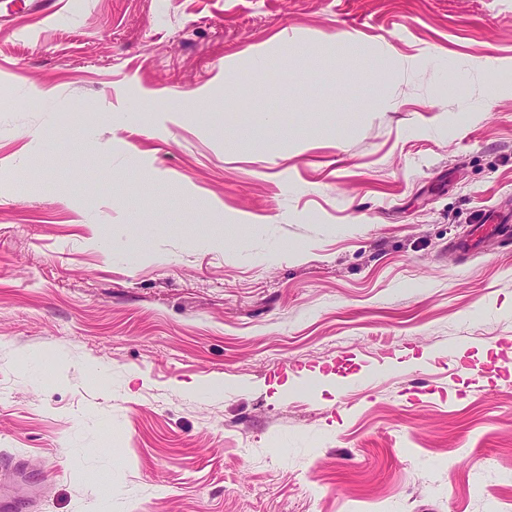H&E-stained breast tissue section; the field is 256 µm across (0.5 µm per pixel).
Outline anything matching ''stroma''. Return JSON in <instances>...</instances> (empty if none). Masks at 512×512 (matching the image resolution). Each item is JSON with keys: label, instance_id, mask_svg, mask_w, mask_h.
Returning a JSON list of instances; mask_svg holds the SVG:
<instances>
[{"label": "stroma", "instance_id": "35a3bbf8", "mask_svg": "<svg viewBox=\"0 0 512 512\" xmlns=\"http://www.w3.org/2000/svg\"><path fill=\"white\" fill-rule=\"evenodd\" d=\"M60 3L0 24L24 512H512V0Z\"/></svg>", "mask_w": 512, "mask_h": 512}]
</instances>
